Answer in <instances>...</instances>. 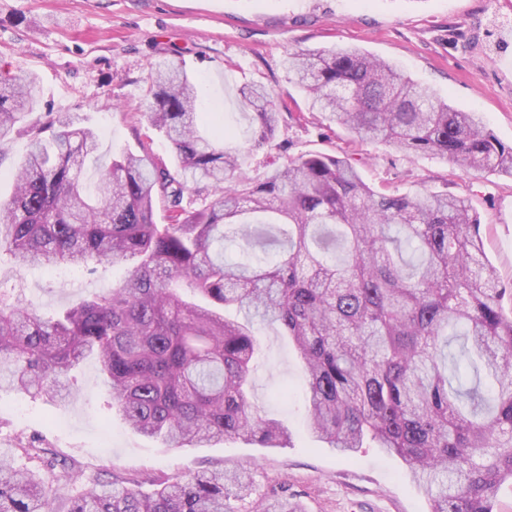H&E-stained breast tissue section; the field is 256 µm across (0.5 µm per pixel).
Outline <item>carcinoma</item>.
I'll list each match as a JSON object with an SVG mask.
<instances>
[{"label":"carcinoma","instance_id":"1","mask_svg":"<svg viewBox=\"0 0 512 512\" xmlns=\"http://www.w3.org/2000/svg\"><path fill=\"white\" fill-rule=\"evenodd\" d=\"M308 109L353 140L448 158L512 176V146L476 112L454 108L395 65L356 47L288 53ZM248 137H206L192 77L150 65L148 120L171 143L169 166L147 142L81 171L98 135L68 112L29 120L40 91L21 71L0 81V156L30 146L0 200V257L46 269L129 262L116 287L51 317L0 282V389L69 395V373L97 358L129 429L175 448L238 438L283 448L288 429L251 401L255 323L278 325L308 378L310 430L337 453L379 448L436 491L430 512H494L512 479V314L464 198L368 185L352 159L300 153L265 176L244 154L273 146L283 113L263 88L239 90ZM205 182L211 190L197 186ZM243 258L224 261V243ZM41 460L0 456V512H239L246 473H195L150 495L115 477L78 496L77 466L31 441ZM256 512H302L288 497Z\"/></svg>","mask_w":512,"mask_h":512}]
</instances>
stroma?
<instances>
[{
    "label": "stroma",
    "instance_id": "1",
    "mask_svg": "<svg viewBox=\"0 0 512 512\" xmlns=\"http://www.w3.org/2000/svg\"><path fill=\"white\" fill-rule=\"evenodd\" d=\"M354 46L392 62L512 145V0H0V74L34 73L41 112H70L100 137L98 167L116 151H138L150 138L154 155L173 163L162 132L145 115L144 81L151 63L166 58L198 81L205 105L223 113L245 138L249 114L238 90L264 86L288 118L275 142L281 155L347 152L363 159L373 186L421 187L466 197L484 234L485 253L502 280L512 282V177L464 171L446 158L381 144L354 143L345 130L309 112L285 68L288 50ZM118 264L89 275L77 270L17 269L0 263V280L43 316L122 282ZM261 351L253 400L266 418L291 434L284 448L236 439L212 448H171L132 433L112 412L98 365L87 360L62 401L0 392V453L28 459L22 441L64 455L80 467L81 488L110 475L153 480L201 470L246 472L252 498L281 494L303 512H429L430 497L405 465L380 449L338 456L312 437L302 401L306 372L292 343L260 326Z\"/></svg>",
    "mask_w": 512,
    "mask_h": 512
}]
</instances>
